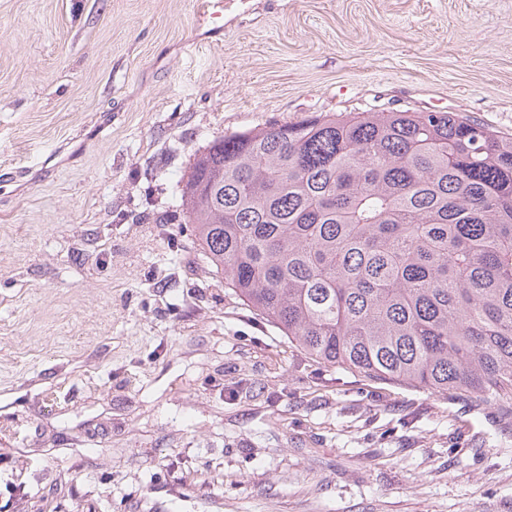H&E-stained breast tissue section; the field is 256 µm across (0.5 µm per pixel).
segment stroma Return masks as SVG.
I'll list each match as a JSON object with an SVG mask.
<instances>
[{
  "label": "stroma",
  "mask_w": 512,
  "mask_h": 512,
  "mask_svg": "<svg viewBox=\"0 0 512 512\" xmlns=\"http://www.w3.org/2000/svg\"><path fill=\"white\" fill-rule=\"evenodd\" d=\"M0 0V512H512V409L314 362L179 209L215 137L371 108L512 135V0ZM236 2H240L241 4H245L248 1L246 0H205L201 3V11L199 12V26L200 28L209 27L205 32L210 30L219 29L220 32L224 30V25L213 26L210 28L211 19L215 17H223L225 9H231Z\"/></svg>",
  "instance_id": "35a3bbf8"
}]
</instances>
